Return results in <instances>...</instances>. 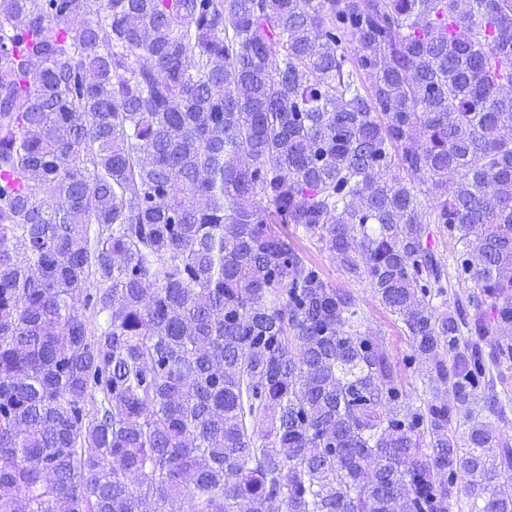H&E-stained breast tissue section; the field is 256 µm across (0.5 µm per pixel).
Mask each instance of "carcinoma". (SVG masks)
Segmentation results:
<instances>
[{"label": "carcinoma", "mask_w": 512, "mask_h": 512, "mask_svg": "<svg viewBox=\"0 0 512 512\" xmlns=\"http://www.w3.org/2000/svg\"><path fill=\"white\" fill-rule=\"evenodd\" d=\"M485 344L512 0H0V512H512ZM288 237L321 268L323 277L329 283L336 288L350 291L355 296L361 312L368 319L366 325L386 342L391 358L400 370L403 388L411 396L410 401L415 400L416 393L422 389V379L413 367H405L403 363L405 357L411 354V340L405 332L404 324L380 304L370 288L345 273L327 251L320 250L302 237V233L293 224L288 225Z\"/></svg>", "instance_id": "carcinoma-1"}]
</instances>
